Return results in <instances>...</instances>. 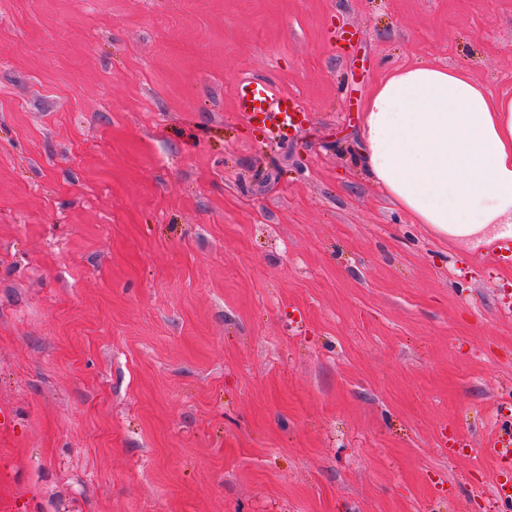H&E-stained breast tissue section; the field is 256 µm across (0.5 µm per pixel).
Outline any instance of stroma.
<instances>
[{"label": "stroma", "instance_id": "stroma-1", "mask_svg": "<svg viewBox=\"0 0 512 512\" xmlns=\"http://www.w3.org/2000/svg\"><path fill=\"white\" fill-rule=\"evenodd\" d=\"M414 65L512 92V0H0L15 512H505L512 263L356 162ZM249 77L307 105L287 140ZM248 95H252V98L247 99ZM234 105L236 111L243 113L252 123L255 120H258V125H265L267 121L275 122L278 130L285 133H288V129H296L307 119V110L300 99L272 81L254 78L240 80L234 90Z\"/></svg>", "mask_w": 512, "mask_h": 512}]
</instances>
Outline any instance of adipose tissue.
Masks as SVG:
<instances>
[{
	"mask_svg": "<svg viewBox=\"0 0 512 512\" xmlns=\"http://www.w3.org/2000/svg\"><path fill=\"white\" fill-rule=\"evenodd\" d=\"M360 163L444 237H512V94L463 68L388 72L364 110Z\"/></svg>",
	"mask_w": 512,
	"mask_h": 512,
	"instance_id": "ef3b65f1",
	"label": "adipose tissue"
}]
</instances>
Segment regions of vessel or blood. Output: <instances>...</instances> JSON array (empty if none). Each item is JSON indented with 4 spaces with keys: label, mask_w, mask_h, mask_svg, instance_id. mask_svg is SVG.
<instances>
[{
    "label": "vessel or blood",
    "mask_w": 512,
    "mask_h": 512,
    "mask_svg": "<svg viewBox=\"0 0 512 512\" xmlns=\"http://www.w3.org/2000/svg\"><path fill=\"white\" fill-rule=\"evenodd\" d=\"M234 105L249 120L273 122L283 132L297 128L307 118V110L296 95L266 80H240L234 90Z\"/></svg>",
    "instance_id": "1"
}]
</instances>
